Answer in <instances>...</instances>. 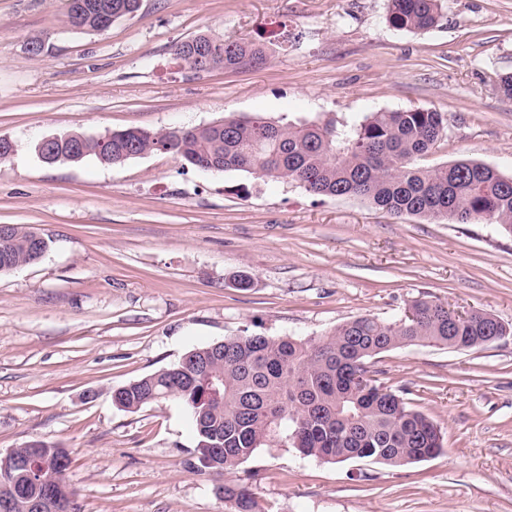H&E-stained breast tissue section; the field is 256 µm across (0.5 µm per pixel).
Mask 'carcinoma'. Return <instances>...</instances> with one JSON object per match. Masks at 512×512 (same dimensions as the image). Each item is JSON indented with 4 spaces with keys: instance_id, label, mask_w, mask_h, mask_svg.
Here are the masks:
<instances>
[{
    "instance_id": "obj_1",
    "label": "carcinoma",
    "mask_w": 512,
    "mask_h": 512,
    "mask_svg": "<svg viewBox=\"0 0 512 512\" xmlns=\"http://www.w3.org/2000/svg\"><path fill=\"white\" fill-rule=\"evenodd\" d=\"M112 6L119 20L140 9L139 0H66L69 19L98 29L99 8ZM441 19L439 0H390L388 25L422 31ZM204 72L237 71L266 59L265 44L225 41L199 34L178 43L182 66ZM446 137L443 115L425 108L372 112L358 123H293L261 115L230 116L199 127L172 130L128 128L91 137L73 133L55 144L54 162L94 157L107 165L153 152L176 156L185 166L241 171L258 178L295 182L322 197L359 196L389 215L432 223L495 224L512 235V176L472 160L424 167L419 160ZM36 232L9 225L0 238V273L33 264L48 242ZM415 317L392 322L358 316L319 337L260 336L246 332L224 345L194 348L187 362L122 386L127 411L168 400L188 411L204 468L221 475L271 443L291 445L304 457L327 463L351 460L403 466L440 453L443 436L426 414L375 379L362 385L354 374L376 356L411 345L464 350L484 345L493 321L475 311L455 321L442 303L411 302ZM43 455L57 473L71 464L64 448L46 445ZM43 487L22 484L19 471L0 470V496L12 512H33ZM227 512H258L250 489L218 487Z\"/></svg>"
}]
</instances>
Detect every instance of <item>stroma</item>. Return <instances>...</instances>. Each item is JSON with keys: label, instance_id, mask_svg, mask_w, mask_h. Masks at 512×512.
I'll return each mask as SVG.
<instances>
[{"label": "stroma", "instance_id": "obj_1", "mask_svg": "<svg viewBox=\"0 0 512 512\" xmlns=\"http://www.w3.org/2000/svg\"><path fill=\"white\" fill-rule=\"evenodd\" d=\"M438 26L396 31L389 0H142L105 32L65 0H0V224L34 228L39 262L0 273V453L67 448L72 512H225L242 483L261 512H512V335L379 355V382L441 428L444 449L402 467L259 448L202 470L183 406L128 412L113 388L242 332L319 337L414 299L483 309L512 327V237L489 224L396 218L245 172L151 153L120 165L43 164L51 134L171 130L260 114L299 123L441 112L421 163L475 159L512 176V0H441ZM207 34L259 41L263 64L196 74L172 48ZM39 37L43 55L27 53ZM248 273L242 289L234 275Z\"/></svg>", "mask_w": 512, "mask_h": 512}]
</instances>
